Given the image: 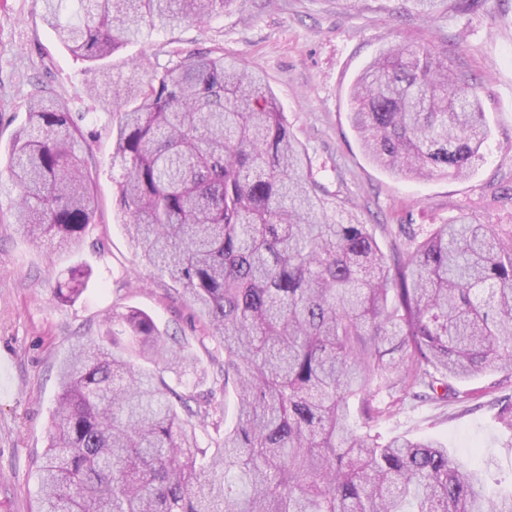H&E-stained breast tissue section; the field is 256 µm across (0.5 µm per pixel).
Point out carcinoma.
I'll return each instance as SVG.
<instances>
[{
	"label": "carcinoma",
	"instance_id": "1",
	"mask_svg": "<svg viewBox=\"0 0 512 512\" xmlns=\"http://www.w3.org/2000/svg\"><path fill=\"white\" fill-rule=\"evenodd\" d=\"M42 19L93 63L148 30L201 23L230 0H42ZM97 90L112 107L125 226L224 345L212 396L183 344L130 310L78 338L36 461L38 512H512L434 440L373 432L398 404L446 405L452 385L512 374V227L459 215L425 236L362 224L314 178L269 85L199 52ZM352 127L377 165L463 177L490 136L477 81L448 46L396 44L354 81ZM95 161L65 102L39 86L6 164L11 217L39 245L79 247L93 223ZM392 239L385 254L377 232ZM91 268L70 265L54 299ZM214 433L201 446L198 432Z\"/></svg>",
	"mask_w": 512,
	"mask_h": 512
}]
</instances>
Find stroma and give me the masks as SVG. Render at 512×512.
Masks as SVG:
<instances>
[{
	"label": "stroma",
	"mask_w": 512,
	"mask_h": 512,
	"mask_svg": "<svg viewBox=\"0 0 512 512\" xmlns=\"http://www.w3.org/2000/svg\"><path fill=\"white\" fill-rule=\"evenodd\" d=\"M41 11L40 0H0V160L26 122L31 92L47 86L84 128L98 211L80 250L36 247L8 222L14 194L0 179V512H36L34 462L48 444L57 367L74 337L97 335L108 313L142 310L161 330L182 335L202 365L224 359L206 321L131 247L112 168V116L89 89V62L56 40ZM443 43L454 65L479 83L491 129L485 159L458 179L407 178L366 156L350 123L349 91L389 46ZM207 50L265 75L316 179L352 200L363 223L410 224L423 234L467 213L512 225V6L502 0L437 16L419 13L411 0H232L219 16L127 46L112 65L131 57L163 64ZM73 263L90 266L93 276L75 302L57 304L53 289ZM456 387L459 396L448 405L403 406L380 424L381 439L440 440L481 472L488 491L512 488V432L499 421L512 403V376L490 372Z\"/></svg>",
	"instance_id": "stroma-1"
}]
</instances>
